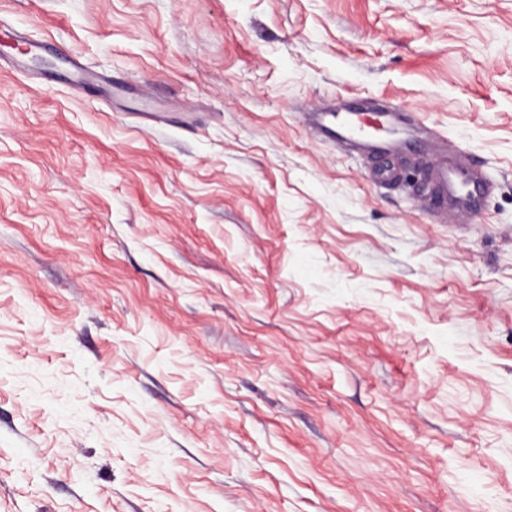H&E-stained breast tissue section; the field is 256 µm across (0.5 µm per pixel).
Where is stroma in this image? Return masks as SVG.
<instances>
[{"label": "stroma", "instance_id": "35a3bbf8", "mask_svg": "<svg viewBox=\"0 0 512 512\" xmlns=\"http://www.w3.org/2000/svg\"><path fill=\"white\" fill-rule=\"evenodd\" d=\"M0 512H512V0H0ZM312 113V122L336 145L349 144L373 155L414 153L417 149L421 125L412 124L393 105L386 104L374 112ZM433 184L434 205L438 212L468 211L473 208L470 187L481 174L467 162H458L448 156V148L441 145L423 162Z\"/></svg>", "mask_w": 512, "mask_h": 512}]
</instances>
